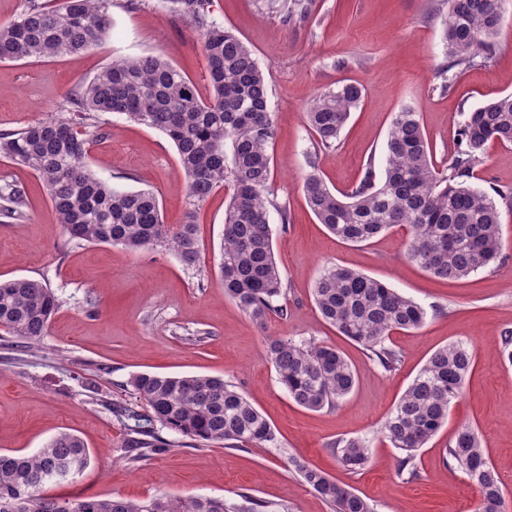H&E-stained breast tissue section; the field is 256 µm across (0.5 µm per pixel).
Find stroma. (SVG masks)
<instances>
[{
  "label": "stroma",
  "instance_id": "stroma-1",
  "mask_svg": "<svg viewBox=\"0 0 512 512\" xmlns=\"http://www.w3.org/2000/svg\"><path fill=\"white\" fill-rule=\"evenodd\" d=\"M293 7L294 0H212L210 7L213 19L246 42L271 76L272 190L288 215L271 212L270 224L288 285L286 319L259 325L224 295L217 264L227 190L214 192L199 213L200 283L170 252L69 239L38 178L0 158V184H20L28 196L26 218L0 224V279L44 281L59 301L33 349L20 351L14 338L0 336V452L31 455L68 431L83 439L91 455L80 474L48 485V494L138 501L196 495L220 497L230 506L249 497L263 503L264 512H332L289 466L294 457L353 488L375 512H475L479 489L446 453L459 426L469 423L481 433L512 498V361L503 344L512 331V208H500L502 259L468 277L444 280L408 261L405 227L364 243L341 241L318 223L302 192L313 161L340 192L357 185L367 168L382 172L388 127L405 105L419 112L436 164L449 167L463 112L512 94V24L497 36L491 62L462 70L445 91L439 77L448 62L442 0H313L302 16ZM111 13V33L84 53L0 62V131L60 111L76 84L119 57L161 55L208 96L202 48L187 21L170 14L162 0H139L134 9L126 0H112ZM287 13L292 19L286 23ZM345 80L361 83L363 98L335 147L318 148L307 103ZM101 121L106 135L89 153L91 169L118 188L154 191L165 223H181L187 183L172 141L122 115L107 113ZM469 183L486 191L512 187V146L490 144ZM331 265L374 277L426 309L421 328L390 337L401 355L396 371L385 373L321 318L312 288ZM269 335L333 345L356 371L354 389L331 408L298 406L265 357ZM451 342L469 347L475 368L447 422L418 451L419 476L410 481L399 474L401 453L381 427L427 358ZM142 372L224 378L270 422L277 446L193 447L169 431L170 449L130 458L131 433L116 410L146 413L126 386ZM341 438L368 444L362 471L347 470L331 452L330 442Z\"/></svg>",
  "mask_w": 512,
  "mask_h": 512
}]
</instances>
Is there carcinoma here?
I'll return each mask as SVG.
<instances>
[{
	"label": "carcinoma",
	"mask_w": 512,
	"mask_h": 512,
	"mask_svg": "<svg viewBox=\"0 0 512 512\" xmlns=\"http://www.w3.org/2000/svg\"><path fill=\"white\" fill-rule=\"evenodd\" d=\"M503 0H443V40L448 66L441 88L452 87L449 72L489 62L494 38L505 21ZM168 10L192 25L201 43L209 96L160 55L114 58L93 79L75 86L63 112L17 132H0V156L29 169L43 184L56 221L72 239L121 246L130 252L159 247L182 267L202 272L197 214L218 189L229 187L219 274L224 294L252 320L285 319L286 285L273 250L269 211L288 223L287 208L271 189L275 134L268 109L270 76L253 51L211 19V0H165ZM112 0H27L13 20L0 24V61L40 60L81 54L112 31ZM363 96L358 82H344L314 96L306 111L318 147L335 146ZM125 115L157 129L174 143L187 181L185 219L164 222L157 196L124 190L97 177L86 163L94 142L104 137L99 116ZM455 158L446 169L434 162L433 146L410 106L395 113L386 135L384 178L369 167L360 183L336 194L316 164L302 190L319 223L339 239L361 243L396 225L408 228L406 257L440 278L461 279L501 258L500 212L494 196L467 183L491 142L512 145V94L463 113ZM26 192L0 185V220L26 217ZM322 318L361 345L386 372L399 354L386 344L398 330L420 328L427 311L412 299L368 275L340 266L323 270L312 289ZM58 299L41 280H0V329L26 347L46 335ZM265 353L278 382L298 405L318 411L349 394L355 370L336 349L312 340L269 336ZM474 358L467 346L450 343L432 353L386 419L382 432L403 453L399 472L417 476L415 452L448 419L464 393ZM145 401L147 414L126 409L142 438L143 451L172 447L168 429L197 446L261 448L276 444L269 422L236 386L207 375L137 373L127 381ZM344 466L363 469L369 448L360 439L329 444ZM448 457L476 483V512H509L503 484L477 430L464 424L447 448ZM90 453L78 436L61 432L32 455L0 453V512H231L222 498L159 495L148 501L123 497L66 499L43 494L46 473L65 480L82 471ZM290 465L333 512H373V506L327 473L297 458Z\"/></svg>",
	"instance_id": "cac0c4a2"
}]
</instances>
